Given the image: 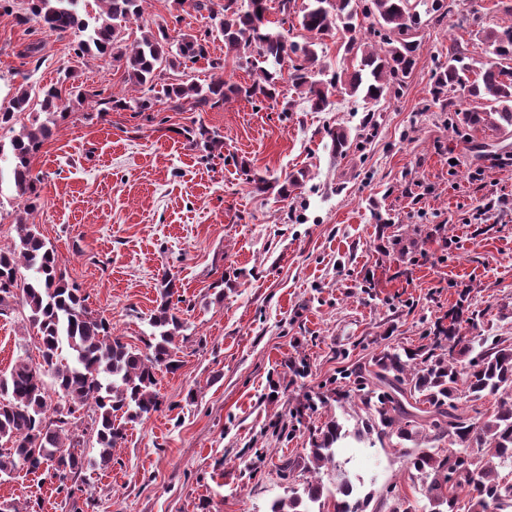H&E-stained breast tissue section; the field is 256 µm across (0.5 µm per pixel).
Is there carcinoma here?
Here are the masks:
<instances>
[{
    "mask_svg": "<svg viewBox=\"0 0 512 512\" xmlns=\"http://www.w3.org/2000/svg\"><path fill=\"white\" fill-rule=\"evenodd\" d=\"M277 2L283 15L295 17L313 40L290 41L283 31L271 27L270 2ZM84 0H26L16 18L27 24L41 23L48 32L78 37L79 57L110 58L124 68V80L133 94L112 97V110L146 112L164 100L181 110L213 108L231 97L277 101L288 84L311 111L323 112L329 96L341 92L369 103L391 91L403 89L416 63L421 43L415 39L422 14L450 12L446 0H192L197 11H207L217 21L229 52L258 75L248 85L224 80L220 74L207 84L194 81L168 83L166 72L188 67L208 56L209 34H182L172 39L161 24L149 29L131 45L119 38L122 25L142 16L144 0H100L95 15L81 7ZM344 34V51L356 60L344 81L320 63L315 46L337 30ZM380 39L377 49L367 36ZM491 58L477 67L465 52L448 47V56L438 64L432 99L448 102L457 123L470 129L505 132L512 128V24L483 32ZM29 75L15 87L10 106L0 111V130L11 133L0 139V162L11 168L16 196L25 212L36 209L40 195L31 174V159L43 142L54 134L58 122L69 116L70 104L90 97L82 86L63 88L65 80L39 88L42 122L15 128L16 114L28 109L34 89ZM159 94H154L156 87ZM461 90L475 102L456 109L447 99ZM196 142L213 154L224 148L216 132L202 130ZM330 151L336 158L348 154L352 141L341 128H329ZM306 172L298 171L280 186L265 177H254L260 193L277 189L288 197L302 186ZM18 241L0 248V314L19 300L26 320L36 329L37 350L42 362L30 357L16 361L0 376V476L24 469L35 472L48 462H57L50 477L58 489L72 497L81 490V473L106 468L112 448L124 439L121 415L129 421L149 416L160 406L158 374L174 373L176 334L181 328L171 312L175 279H164V302L150 319L152 332L145 350L135 349L112 336L106 318L93 313L78 286L69 283L63 261L53 246L41 237L36 225L18 218ZM448 326L419 337L414 347H389L339 372L336 404L356 414L354 434L370 446L403 448L426 497L427 512H512V336H469L463 325L474 318L460 312L447 315ZM51 378L54 393L67 409L54 408L46 385ZM93 407L89 421L78 412ZM91 431L98 455L83 448L79 431ZM348 436L342 424L331 418L314 430L303 463L285 460L280 478L296 470L309 473L301 489L272 502L270 512H411L410 500L355 495V485L345 463L336 456L338 443ZM332 473L331 485L322 483L320 472Z\"/></svg>",
    "mask_w": 512,
    "mask_h": 512,
    "instance_id": "obj_1",
    "label": "carcinoma"
}]
</instances>
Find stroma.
Returning a JSON list of instances; mask_svg holds the SVG:
<instances>
[{
    "instance_id": "1",
    "label": "stroma",
    "mask_w": 512,
    "mask_h": 512,
    "mask_svg": "<svg viewBox=\"0 0 512 512\" xmlns=\"http://www.w3.org/2000/svg\"><path fill=\"white\" fill-rule=\"evenodd\" d=\"M171 36L211 31L210 58L224 76L252 73L226 55L207 12L146 0V24ZM421 47L400 95L377 101V127L345 158L332 157L326 128L358 135L362 101L333 92L329 111L233 98L199 112L98 113L96 97L124 94L122 69L79 57L73 36L17 24L0 9V109L23 75L35 86L70 75L93 92L75 106L32 160L40 200L31 214L0 177V246L17 240L26 215L56 248L69 282L112 333L142 348L149 319L173 276L183 323L176 373L158 376L159 410L127 424L107 468L84 471L74 498L44 472L0 481V501L39 512H270L286 497L282 461L303 457L309 428L350 415L335 404L289 411L308 390L388 346L417 344L452 309L482 311L477 333L512 334V132L455 124L430 94L451 44L486 62L479 28L512 23V0H456L448 17H423ZM41 47L39 65L24 51ZM224 138L205 157L200 129ZM270 180L307 178L288 199L256 192L241 164ZM223 289H216V282ZM19 310L0 315V375L34 351ZM361 493L393 485L421 505L419 483L399 448H345Z\"/></svg>"
}]
</instances>
